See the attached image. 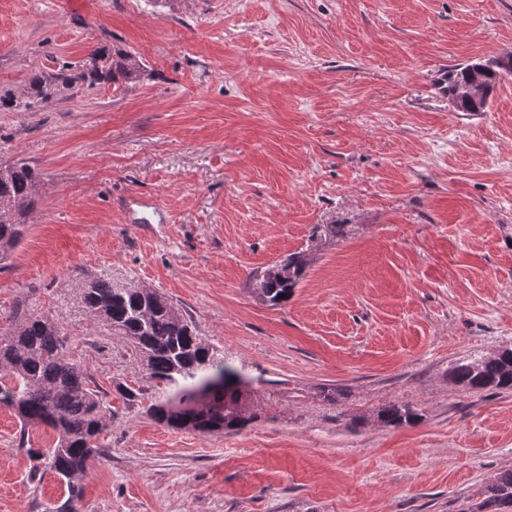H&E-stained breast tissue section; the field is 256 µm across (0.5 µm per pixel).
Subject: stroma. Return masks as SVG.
Instances as JSON below:
<instances>
[{"label": "stroma", "instance_id": "1", "mask_svg": "<svg viewBox=\"0 0 512 512\" xmlns=\"http://www.w3.org/2000/svg\"><path fill=\"white\" fill-rule=\"evenodd\" d=\"M105 41L139 81L0 112V163L43 175L0 331L31 295L114 402L139 364L82 286H145L252 380L258 417L198 434L120 410L77 512H462L512 469V392L446 378L512 347V78L479 116L442 85L512 56V0H0V91ZM293 254L288 301L256 297ZM392 402L421 423L378 424ZM19 430L0 408V512H46L68 493L29 482Z\"/></svg>", "mask_w": 512, "mask_h": 512}]
</instances>
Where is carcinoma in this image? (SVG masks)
Wrapping results in <instances>:
<instances>
[{
  "label": "carcinoma",
  "instance_id": "cac0c4a2",
  "mask_svg": "<svg viewBox=\"0 0 512 512\" xmlns=\"http://www.w3.org/2000/svg\"><path fill=\"white\" fill-rule=\"evenodd\" d=\"M143 67L131 54L100 44L82 65H64L53 73L34 72L19 89L0 92V112L34 111L54 100L62 90L136 81ZM512 74V58L478 60L448 68V99L458 112H483L494 87ZM43 174L23 161L0 166V261L23 237L18 218L36 202ZM306 262L291 257L263 272L255 287L267 301H288L305 272ZM87 309L125 340L142 367L136 384L118 382L115 391L126 409L147 407L165 428L200 434L224 431L236 434L255 415L240 416L250 400L239 375L224 357L196 334L192 321L151 288L119 286L104 280L85 283ZM64 329L32 304L20 303L9 330L0 332V407L12 410L22 426L43 425L57 434L51 448H28L25 435L18 447L26 449L31 481L51 474L66 485L68 498L56 512H71L82 495L76 483L91 459L104 453L94 440L117 409L93 377L71 359ZM224 378L203 409L179 412L211 375ZM448 384L466 393L512 392V353L495 352L460 358L448 367ZM377 421L388 428L418 424L423 414L409 404L380 406ZM461 512H512V470L499 473Z\"/></svg>",
  "mask_w": 512,
  "mask_h": 512
}]
</instances>
